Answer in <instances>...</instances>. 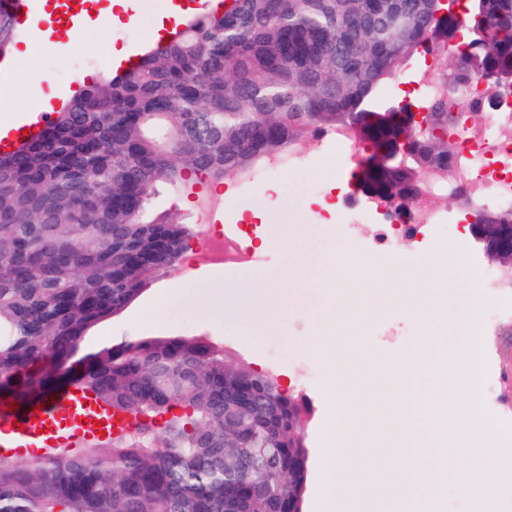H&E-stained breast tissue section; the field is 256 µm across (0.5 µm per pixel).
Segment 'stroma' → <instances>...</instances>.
<instances>
[{
	"label": "stroma",
	"instance_id": "obj_1",
	"mask_svg": "<svg viewBox=\"0 0 512 512\" xmlns=\"http://www.w3.org/2000/svg\"><path fill=\"white\" fill-rule=\"evenodd\" d=\"M136 20L121 23L113 29L91 24L83 25L75 35L66 28H51L48 32L27 26L21 40L29 46V58L24 67H16L13 58L0 61V117H15L18 124L28 123L39 111L45 96H52L53 106H60L75 87L72 73L94 74L103 80L114 58V51L126 48L129 54L154 46L159 19L171 13L169 0H128ZM321 171L315 181L284 183V205L269 223L243 225L234 212L203 213L197 204L203 186L189 182L179 191L160 188L151 199L152 215L167 217L183 225L188 234V255L180 256L173 268L156 273L122 312L90 330L91 345L112 344L161 335V328L142 320V312L168 288L175 279L202 278L204 287L224 281L233 285L235 274H222L218 263L199 243L202 225H213L217 232L231 228L242 243L241 268L267 275V289L257 307L251 328L253 341L244 345L238 339L239 330L231 315L204 305L198 297L183 298L173 309L175 336H196L221 343L232 363L263 371L280 379L291 395L306 397L309 415L305 426V446L309 453V480L303 512H319L323 450L331 436L330 422L334 417L333 402L323 383V348L327 337L335 335L344 319L345 310L335 305L320 290L319 278L329 255L343 250L357 257H375L380 269L395 265L390 256H373L358 230L347 229L335 216L320 218L317 202L332 183L345 185L348 194H358L353 178L356 164L349 155L327 139L313 138L304 156L291 162L287 170L259 168L253 182L242 184L224 179L222 190H233L241 199L255 201L258 187L269 182L283 181L285 171ZM297 224L300 253L297 261L303 274L288 281L284 272L289 264L285 250L278 241L284 221ZM270 237L268 247H249L257 235ZM401 286L400 281L382 277L375 281H360L355 307L362 319L360 339L368 353L385 359L405 354L413 345L414 324L389 297Z\"/></svg>",
	"mask_w": 512,
	"mask_h": 512
}]
</instances>
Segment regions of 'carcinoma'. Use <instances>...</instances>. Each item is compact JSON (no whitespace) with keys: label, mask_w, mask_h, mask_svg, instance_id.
Wrapping results in <instances>:
<instances>
[{"label":"carcinoma","mask_w":512,"mask_h":512,"mask_svg":"<svg viewBox=\"0 0 512 512\" xmlns=\"http://www.w3.org/2000/svg\"><path fill=\"white\" fill-rule=\"evenodd\" d=\"M450 16L449 0H229L0 149V404L63 386L112 408L82 451L0 456V512H287L305 449L276 379L188 336L79 351L186 247L182 225L147 211L158 184L177 189L190 171L222 181L347 114L378 145L393 126L415 135L380 92L419 49L446 47L436 28ZM478 25L485 40L448 54L459 81L512 61V0H478L466 43ZM18 37L0 8V58ZM428 120L444 130L455 116L439 101ZM426 142V157L448 155L441 137ZM252 392L276 416L241 448Z\"/></svg>","instance_id":"carcinoma-1"}]
</instances>
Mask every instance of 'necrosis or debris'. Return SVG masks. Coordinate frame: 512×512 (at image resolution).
<instances>
[{
  "label": "necrosis or debris",
  "instance_id": "1",
  "mask_svg": "<svg viewBox=\"0 0 512 512\" xmlns=\"http://www.w3.org/2000/svg\"><path fill=\"white\" fill-rule=\"evenodd\" d=\"M413 110L425 121L433 101L445 100L457 116L448 128V157L419 170L417 186L422 203L405 217H397L392 206L375 195L352 198L344 214L346 225L365 227L367 245L384 255L401 254L406 245L418 243L426 234L443 241L431 252L438 264L463 258L477 276L480 288L475 300L480 310L478 324L482 356L480 391L492 419L484 425L486 437L512 436V372L501 363L512 333V268L485 263L467 247V227L448 223L443 197L465 195L471 209L492 206L512 211V107L488 109L496 91L481 76L455 83L438 68L427 66ZM380 223H372V215Z\"/></svg>",
  "mask_w": 512,
  "mask_h": 512
}]
</instances>
